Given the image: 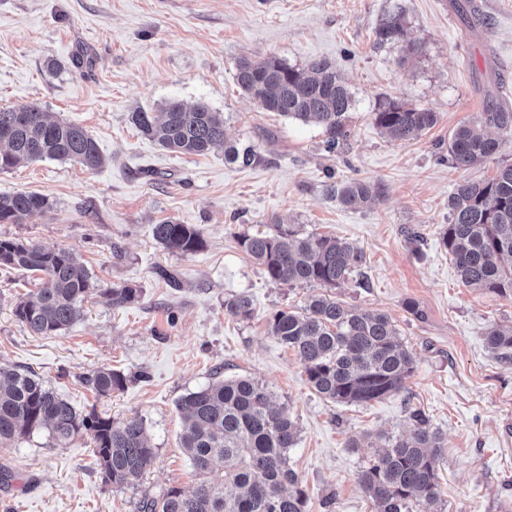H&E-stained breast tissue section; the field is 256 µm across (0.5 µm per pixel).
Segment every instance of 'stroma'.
I'll return each mask as SVG.
<instances>
[{"mask_svg":"<svg viewBox=\"0 0 512 512\" xmlns=\"http://www.w3.org/2000/svg\"><path fill=\"white\" fill-rule=\"evenodd\" d=\"M399 9L420 47L411 56L375 44L376 28ZM80 53L90 66H73ZM266 56L299 68L324 59L343 74L355 104L341 152L324 151L320 126L264 111L238 86V60ZM494 92L512 99V0H0V108L36 105L80 125L106 159L95 169L45 159L0 171V192L49 201L45 212L0 224V237L72 249L94 284L69 329L36 336L14 309L37 279L1 270L0 365L33 371L79 411L116 425L141 420L155 450L151 467L117 488L104 482L90 435L63 447L43 432L0 442V502L11 512H139V501L168 487L192 489L178 402L247 376L298 425L289 459L307 512H373L359 483L373 454L365 441L406 434L410 407L442 437L444 512H512V362L486 343L492 325H512V299L464 286L440 239L454 184L512 163L510 137L472 169L448 161L453 130ZM387 98L438 121L417 139L390 140L371 116ZM171 100L208 103L227 139L253 146L259 162L229 163L220 148L174 153L133 125L132 112ZM346 179L381 183L384 194L344 208L326 186ZM165 221L199 227L204 248L167 251L153 236ZM278 222L362 251L361 281L270 282L238 240ZM162 269L178 287L159 278ZM123 285L140 297L112 306L105 289ZM236 294L251 299L250 318L226 313ZM320 294L391 316L415 358L401 395L343 405L315 392L269 322ZM409 301L423 318L406 311ZM103 367L126 377L123 390L101 395L86 384Z\"/></svg>","mask_w":512,"mask_h":512,"instance_id":"35a3bbf8","label":"stroma"}]
</instances>
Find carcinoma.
<instances>
[{
	"label": "carcinoma",
	"mask_w": 512,
	"mask_h": 512,
	"mask_svg": "<svg viewBox=\"0 0 512 512\" xmlns=\"http://www.w3.org/2000/svg\"><path fill=\"white\" fill-rule=\"evenodd\" d=\"M407 22L397 10L376 30V44L392 47L405 40ZM237 84L268 112L324 129V150L334 153L348 136L346 121L353 95L336 68L313 60L302 69L270 56L242 59ZM374 123L397 141H410L437 123V114L387 99L373 112ZM134 125L162 147L203 155L216 147L232 163L250 166L258 154L226 142L224 118L205 102L190 107L166 103L159 112L132 113ZM485 125L512 136V104L498 102L476 121L463 122L448 141V161L456 169L478 166L499 152L501 141L476 131ZM75 161L89 169L104 158L96 141L75 124L54 120L36 105L0 108V170L43 159ZM346 208L359 209L382 197L378 183L351 179L328 185ZM48 207L45 197L24 192L0 194V224H18ZM448 227L442 242L466 286L512 298V164L483 181L463 180L448 197ZM272 234L243 236L239 246L263 267L275 284L335 288L362 264V254L331 236L304 234L288 224ZM155 239L182 255L205 245L202 230L172 222L153 227ZM40 275V287L21 297L14 313L34 335H58L81 316L79 302L93 287L87 267L67 248H46L17 238H0V269ZM112 306L140 297L135 286L106 289ZM227 313L248 318L251 300L235 295L224 301ZM272 335L300 357L307 380L323 398L362 405L401 394L414 370L412 352L398 338L391 318L360 311L324 296H312L299 311L279 310ZM488 348L512 360V326L494 325ZM99 394L126 386V377L109 368L88 379ZM178 407L185 418L182 445L198 481L193 490L169 487L158 499L142 502L140 512H306L308 496L288 451L298 426L285 405L250 378L212 382L185 395ZM410 431L384 438L359 474L375 512H412L423 503L442 505L438 466L444 446L426 415L407 408ZM45 431L56 445L91 435L105 481L120 488L133 483L154 460L143 422L133 418L115 426L95 412L84 414L58 396L32 372L0 367V441H21Z\"/></svg>",
	"instance_id": "obj_1"
}]
</instances>
